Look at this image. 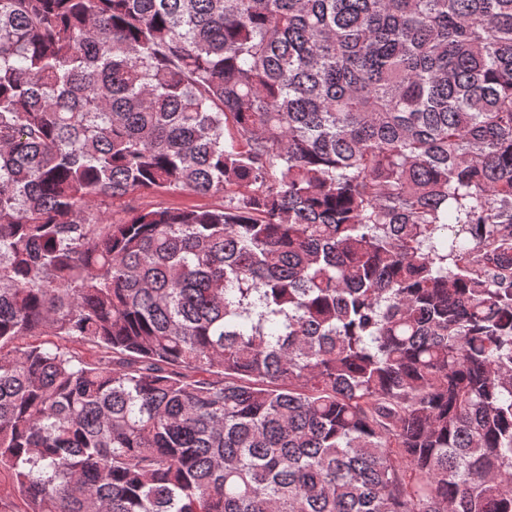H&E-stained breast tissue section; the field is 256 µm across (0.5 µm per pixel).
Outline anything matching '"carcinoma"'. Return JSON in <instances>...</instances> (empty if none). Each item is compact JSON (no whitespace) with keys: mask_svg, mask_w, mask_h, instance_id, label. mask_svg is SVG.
Instances as JSON below:
<instances>
[{"mask_svg":"<svg viewBox=\"0 0 512 512\" xmlns=\"http://www.w3.org/2000/svg\"><path fill=\"white\" fill-rule=\"evenodd\" d=\"M2 471L512 512V0H0ZM143 203H159L162 205H169L174 207H195V208H209L220 203V200L215 197H202L190 195L186 193L168 194L162 197H144L141 199ZM20 343L41 342L49 346L52 344H60L65 346L70 352L76 354L87 362L95 360L96 352L89 344L83 342L65 341L58 336H33L26 337L19 341Z\"/></svg>","mask_w":512,"mask_h":512,"instance_id":"obj_1","label":"carcinoma"}]
</instances>
